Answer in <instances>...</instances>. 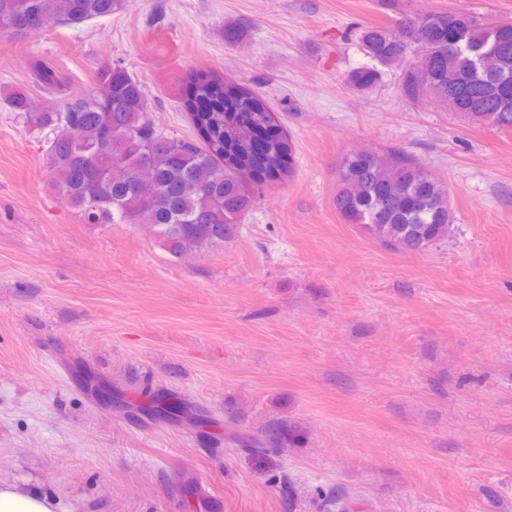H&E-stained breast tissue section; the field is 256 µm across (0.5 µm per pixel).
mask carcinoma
Masks as SVG:
<instances>
[{"label":"carcinoma","mask_w":512,"mask_h":512,"mask_svg":"<svg viewBox=\"0 0 512 512\" xmlns=\"http://www.w3.org/2000/svg\"><path fill=\"white\" fill-rule=\"evenodd\" d=\"M123 0H0V33L32 36L52 23L77 25L106 18ZM369 56L382 64L417 51L402 86L428 94L466 122L512 130V21L481 23L465 12L406 16L396 29L361 32ZM40 84L60 83L57 71L35 66ZM377 70L361 68L350 83L367 88ZM13 112L26 115L51 137L45 152L60 195L87 224H144L174 258L220 246L237 233L259 188L255 170L268 182L293 168V150L271 110L242 84L198 72L188 77L187 106L197 139L171 136L149 115L143 84L120 61L98 70L86 96L34 109L21 91L5 93ZM75 134H64L66 127ZM336 212L383 248L425 251L449 236L452 214L446 189L405 152L347 153L339 166ZM148 416L178 417L183 406L155 399L141 407ZM298 430L274 423L262 442L275 447Z\"/></svg>","instance_id":"1"}]
</instances>
